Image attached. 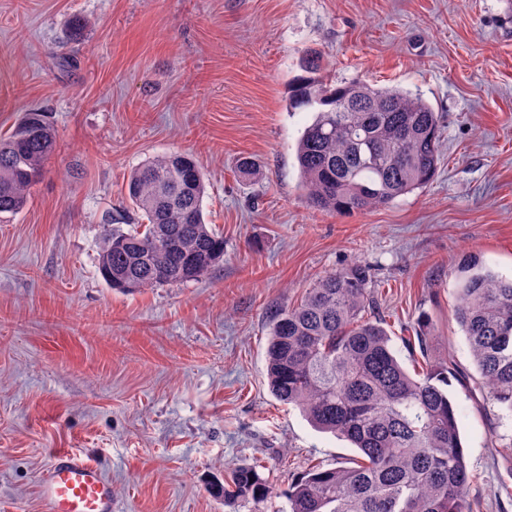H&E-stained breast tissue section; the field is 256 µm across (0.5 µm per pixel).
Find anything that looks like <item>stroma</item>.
Segmentation results:
<instances>
[{
    "instance_id": "35a3bbf8",
    "label": "stroma",
    "mask_w": 512,
    "mask_h": 512,
    "mask_svg": "<svg viewBox=\"0 0 512 512\" xmlns=\"http://www.w3.org/2000/svg\"><path fill=\"white\" fill-rule=\"evenodd\" d=\"M312 56L323 82L433 107L425 188L349 215L308 205L295 150L313 114L289 96ZM31 108L56 149L0 221V512H44L38 479L60 449L105 466L114 512H277L292 480L355 451L270 393L268 315L357 260L395 349L422 335L473 372L455 271L473 256L512 279V0H0V135ZM174 151L204 169L224 259L199 281L113 290L103 227L125 214L128 174ZM449 392L472 512H512V417L477 382ZM252 464L267 499L211 492Z\"/></svg>"
}]
</instances>
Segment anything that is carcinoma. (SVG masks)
I'll list each match as a JSON object with an SVG mask.
<instances>
[{
  "label": "carcinoma",
  "mask_w": 512,
  "mask_h": 512,
  "mask_svg": "<svg viewBox=\"0 0 512 512\" xmlns=\"http://www.w3.org/2000/svg\"><path fill=\"white\" fill-rule=\"evenodd\" d=\"M292 105L315 109L298 140L301 187L315 207L353 213L385 207L424 188L439 161L433 108L408 91L311 77L292 86ZM56 147L45 114L23 113L0 138V216L22 211ZM126 191L142 223L103 225L98 270L112 288L139 293L207 276L224 258V237L203 212L205 175L187 153L135 168ZM368 267L354 261L318 277L299 302L268 317L267 379L272 395L317 429L351 442L357 455L313 466L284 492L278 512H471L468 470L448 367L428 360L411 373L372 315ZM455 320L480 384L512 415V280L467 257L457 268ZM218 492L264 500L257 467L231 470Z\"/></svg>",
  "instance_id": "carcinoma-1"
}]
</instances>
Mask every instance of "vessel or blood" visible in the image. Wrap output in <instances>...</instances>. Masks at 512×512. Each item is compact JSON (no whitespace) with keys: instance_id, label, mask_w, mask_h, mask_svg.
I'll list each match as a JSON object with an SVG mask.
<instances>
[{"instance_id":"obj_1","label":"vessel or blood","mask_w":512,"mask_h":512,"mask_svg":"<svg viewBox=\"0 0 512 512\" xmlns=\"http://www.w3.org/2000/svg\"><path fill=\"white\" fill-rule=\"evenodd\" d=\"M46 512H113L112 484L102 465L74 452H57L40 484Z\"/></svg>"}]
</instances>
